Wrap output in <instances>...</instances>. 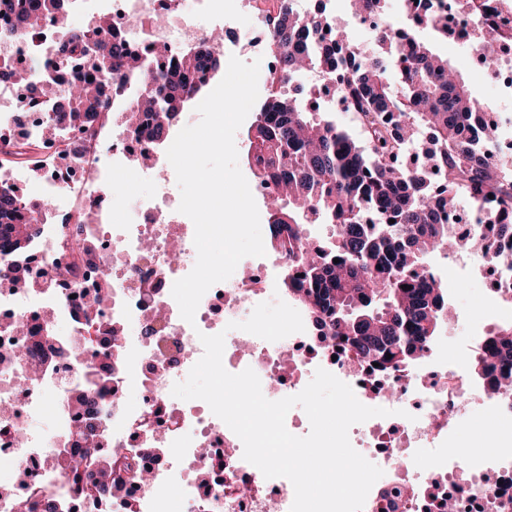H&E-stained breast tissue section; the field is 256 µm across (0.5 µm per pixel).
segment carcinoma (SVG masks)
Wrapping results in <instances>:
<instances>
[{
  "instance_id": "carcinoma-1",
  "label": "carcinoma",
  "mask_w": 512,
  "mask_h": 512,
  "mask_svg": "<svg viewBox=\"0 0 512 512\" xmlns=\"http://www.w3.org/2000/svg\"><path fill=\"white\" fill-rule=\"evenodd\" d=\"M0 14L11 16L20 34H34L44 19L69 15V0H0ZM105 25L100 19L95 29L59 42L67 61H79L85 72L67 83L66 103L51 109L47 122L54 130L89 128L100 114L112 112V97L135 83L139 111L152 113L153 136L164 139L175 115L206 88L195 82L196 74L206 71L214 80L218 59L185 49L168 53V61H176L172 68L154 65L149 56L127 54L119 39L97 43L96 30ZM324 26L331 23L323 14H300L289 0H276L269 50L280 72L247 132L246 160L256 177L280 188L270 207L269 243L286 252L295 269L285 287L306 308L316 335L338 342L376 373L391 374L417 365L429 352L448 309L447 291L426 257L450 239L457 250L472 249L452 225L441 223L439 212L491 195L506 208L471 217L512 241V165L499 150V126L476 119L487 112L485 104L427 42L381 30L377 48L356 50V60L343 65L331 51L310 45ZM499 46L498 31L484 29L480 52L486 67L493 68ZM321 68L359 111L367 142L318 114L312 100L282 91L302 72ZM94 75L113 77L112 91L104 92ZM391 112L402 115L411 137L386 126ZM422 130L431 134L432 146L412 137ZM405 147L422 157L424 168L446 169V186L438 190L420 169L397 165ZM48 205L0 187V253L12 258L10 278L23 288L39 283L17 261L34 240L21 212ZM315 223L332 225L334 240L307 248L305 225ZM483 343L485 356L472 373L496 392L512 391V324L493 328ZM85 382L86 389L111 392L112 365H100ZM73 436L78 450L60 452L72 492L85 491L91 480L103 488L121 479L114 468L121 449L101 447L90 423L78 425Z\"/></svg>"
}]
</instances>
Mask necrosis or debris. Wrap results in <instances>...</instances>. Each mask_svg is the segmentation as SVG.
Wrapping results in <instances>:
<instances>
[{
	"instance_id": "4bbe7bcc",
	"label": "necrosis or debris",
	"mask_w": 512,
	"mask_h": 512,
	"mask_svg": "<svg viewBox=\"0 0 512 512\" xmlns=\"http://www.w3.org/2000/svg\"><path fill=\"white\" fill-rule=\"evenodd\" d=\"M181 4L107 0L104 11L112 28L101 31L100 38L120 36L135 52L164 43L228 53L229 44H212L199 14L183 11ZM271 9L270 0H236L234 11L223 18L254 38V50L269 75L279 69L266 49ZM430 9L446 17L453 43L473 55L479 50V28L497 27L504 46L494 74L501 92L512 89V0H469L462 8L455 0H431ZM158 14L167 16V23L155 24ZM42 85L29 68L22 77L0 79V114L15 129V144L38 143L39 179L61 193L54 222L36 215L40 232L25 258L31 273L52 279V286L34 293L0 276V361L6 363L0 368V453L13 460L11 467L0 468V512H13L14 495L30 491L35 494L32 512H164L169 502L177 512H290L295 493L288 479L265 478L245 461L242 441L206 402L171 394L202 357L203 333L224 334L225 369L233 374L253 369L267 399L300 393L304 375L322 368L357 395L391 410V418L351 430L352 447L385 475L371 488L370 502L385 494L393 512H444L448 499L454 500L456 512H512V454L476 459L458 449L436 457L420 450L424 444L441 447L448 440L449 418H465L475 406L494 413L495 427L512 424V396L490 395L483 382L461 375L481 356L480 338L472 339L454 369L435 368L417 376L406 370L377 378L337 354L334 346L311 350L309 332L269 342L234 329V322L265 302L268 288L282 287L290 275L282 254L271 250L247 262L248 278L235 274L212 286L194 322L185 321L171 289L196 263L195 227L178 210L176 174L166 147L148 135L152 115L140 113V131L132 133L119 120L126 103L116 99L111 125L97 126L92 135L72 129L60 136L46 126L43 109L22 107ZM107 151L133 180L146 179L154 187L153 194L136 199L122 222L110 221L102 206V185L94 180ZM80 231L88 236L95 261L75 248ZM105 275L112 282V297L96 320L112 327L122 357L112 366L110 394L90 396L69 409L65 403L83 367L100 358L83 312ZM63 317L70 329L65 334L55 330L53 342L77 347L80 360L24 358L28 338L14 331V324L24 320L55 329ZM149 323L155 335H145ZM47 415L56 423L55 432L41 426ZM80 420L98 423L101 445L126 449L135 458L111 493L77 497L66 490L58 452ZM370 502L363 512H374Z\"/></svg>"
}]
</instances>
